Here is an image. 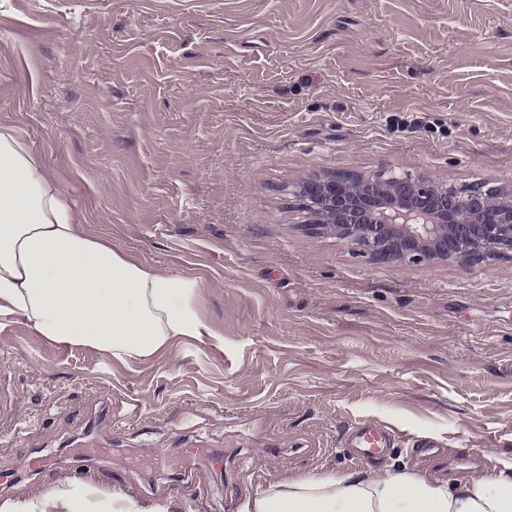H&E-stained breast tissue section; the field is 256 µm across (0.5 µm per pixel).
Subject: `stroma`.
<instances>
[{"instance_id": "1", "label": "stroma", "mask_w": 512, "mask_h": 512, "mask_svg": "<svg viewBox=\"0 0 512 512\" xmlns=\"http://www.w3.org/2000/svg\"><path fill=\"white\" fill-rule=\"evenodd\" d=\"M85 231L202 284L223 340L127 363L0 322V502L68 479L92 427L136 500L236 512L282 475L356 468L341 443L512 458V257L377 264L308 229L313 177L406 173L512 196V0H0V121ZM135 405L136 417L113 418ZM195 448L222 473L128 471ZM394 434V431L381 424H361L352 435L351 456L361 461L373 462L389 448Z\"/></svg>"}]
</instances>
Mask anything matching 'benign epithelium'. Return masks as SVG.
<instances>
[{"label": "benign epithelium", "instance_id": "1", "mask_svg": "<svg viewBox=\"0 0 512 512\" xmlns=\"http://www.w3.org/2000/svg\"><path fill=\"white\" fill-rule=\"evenodd\" d=\"M311 229L380 263L512 256V197L483 186L376 174L309 178L294 190Z\"/></svg>", "mask_w": 512, "mask_h": 512}]
</instances>
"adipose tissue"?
<instances>
[{"label": "adipose tissue", "instance_id": "adipose-tissue-1", "mask_svg": "<svg viewBox=\"0 0 512 512\" xmlns=\"http://www.w3.org/2000/svg\"><path fill=\"white\" fill-rule=\"evenodd\" d=\"M200 282L163 272L88 236L42 155L16 124L0 122V317L19 316L46 340L127 362L179 337L214 335ZM68 484L0 512H173L127 495L94 502ZM241 512H512V460L451 482L423 470L349 469L288 476L247 498Z\"/></svg>", "mask_w": 512, "mask_h": 512}]
</instances>
